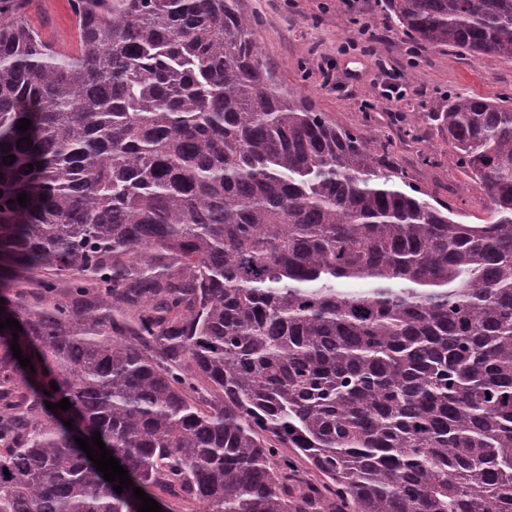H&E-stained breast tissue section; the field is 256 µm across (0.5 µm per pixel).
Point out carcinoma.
Segmentation results:
<instances>
[{
	"label": "carcinoma",
	"mask_w": 512,
	"mask_h": 512,
	"mask_svg": "<svg viewBox=\"0 0 512 512\" xmlns=\"http://www.w3.org/2000/svg\"><path fill=\"white\" fill-rule=\"evenodd\" d=\"M31 2L0 0V263L43 274L0 282L33 364L0 330V512H138L135 487L199 512H512V105L435 115L488 199L464 224L279 87L238 0H69L72 54ZM386 8L512 59V0ZM96 431L121 494L75 441Z\"/></svg>",
	"instance_id": "obj_1"
}]
</instances>
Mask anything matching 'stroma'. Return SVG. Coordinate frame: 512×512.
I'll list each match as a JSON object with an SVG mask.
<instances>
[{
  "instance_id": "1",
  "label": "stroma",
  "mask_w": 512,
  "mask_h": 512,
  "mask_svg": "<svg viewBox=\"0 0 512 512\" xmlns=\"http://www.w3.org/2000/svg\"><path fill=\"white\" fill-rule=\"evenodd\" d=\"M240 7L282 87L333 123L355 128L461 222L485 223L483 187L450 162L448 137L431 116L458 94L512 102V60L415 44L385 0H240ZM29 20L75 52L68 0H40Z\"/></svg>"
}]
</instances>
